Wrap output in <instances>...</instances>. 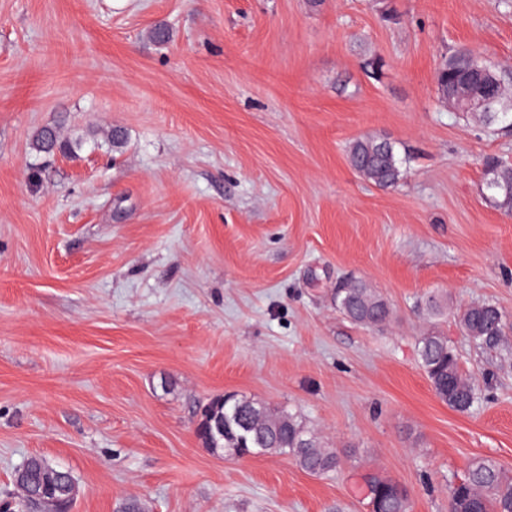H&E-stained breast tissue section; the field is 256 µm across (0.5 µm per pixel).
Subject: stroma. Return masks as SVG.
I'll use <instances>...</instances> for the list:
<instances>
[{"label": "stroma", "mask_w": 512, "mask_h": 512, "mask_svg": "<svg viewBox=\"0 0 512 512\" xmlns=\"http://www.w3.org/2000/svg\"><path fill=\"white\" fill-rule=\"evenodd\" d=\"M460 46L512 72V8L0 0V501L34 455L72 472V512H369L367 473L448 512L474 459L512 475V333L457 323L483 301L512 319V213L483 184L512 135L442 101ZM47 125L74 154L36 151ZM357 138L395 144L397 186L359 177ZM350 277L386 325L337 311ZM433 296L466 412L418 363ZM227 393L296 413L340 468L206 448L200 408Z\"/></svg>", "instance_id": "1"}]
</instances>
